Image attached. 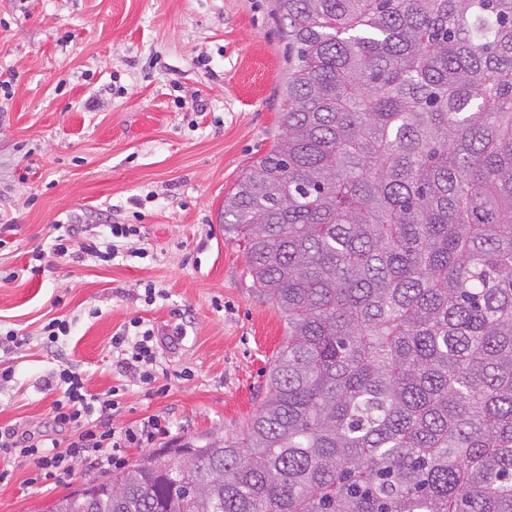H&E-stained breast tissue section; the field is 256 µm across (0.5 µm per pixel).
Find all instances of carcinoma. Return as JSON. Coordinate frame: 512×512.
Returning a JSON list of instances; mask_svg holds the SVG:
<instances>
[{"instance_id":"obj_1","label":"carcinoma","mask_w":512,"mask_h":512,"mask_svg":"<svg viewBox=\"0 0 512 512\" xmlns=\"http://www.w3.org/2000/svg\"><path fill=\"white\" fill-rule=\"evenodd\" d=\"M281 135L224 196L285 338L235 437L51 512H512V0H274Z\"/></svg>"}]
</instances>
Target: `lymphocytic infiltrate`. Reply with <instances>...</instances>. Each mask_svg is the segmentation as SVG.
<instances>
[{
  "instance_id": "lymphocytic-infiltrate-1",
  "label": "lymphocytic infiltrate",
  "mask_w": 512,
  "mask_h": 512,
  "mask_svg": "<svg viewBox=\"0 0 512 512\" xmlns=\"http://www.w3.org/2000/svg\"><path fill=\"white\" fill-rule=\"evenodd\" d=\"M134 224H112L108 227L106 244L75 243L70 231L54 237L49 253H36V260L45 255L68 257L82 262H112L119 254L122 240L138 235ZM112 350L117 355L119 370L149 385L157 378V353L154 332L142 318L130 320L122 332L113 336ZM57 392L51 406L53 435L37 438L16 428L0 429V457L25 458L37 463V480H46L72 473L76 464L86 463L100 468L110 467L116 452L123 448H141L166 435L168 425L152 415L117 428L111 423L125 391L124 385L111 387L99 394L90 393L81 373L73 365L58 366L54 373ZM72 431L73 439L62 440L61 432Z\"/></svg>"
}]
</instances>
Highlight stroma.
<instances>
[{"label": "stroma", "instance_id": "1", "mask_svg": "<svg viewBox=\"0 0 512 512\" xmlns=\"http://www.w3.org/2000/svg\"><path fill=\"white\" fill-rule=\"evenodd\" d=\"M287 54L272 0H0V427L49 426L61 359L90 393L126 383L112 423L169 420L153 449L235 436L256 412L284 336L258 297L240 242L220 222L225 194L279 137ZM135 224L112 263L48 251L59 224L104 241ZM138 249L147 258L135 257ZM163 298L145 304L146 284ZM72 320L61 349L39 331ZM153 328L164 394L124 382L111 338L131 319ZM150 449V450H153ZM121 452L125 464L148 456ZM0 512H50L73 487L103 478L81 464L39 483L10 462Z\"/></svg>", "mask_w": 512, "mask_h": 512}]
</instances>
